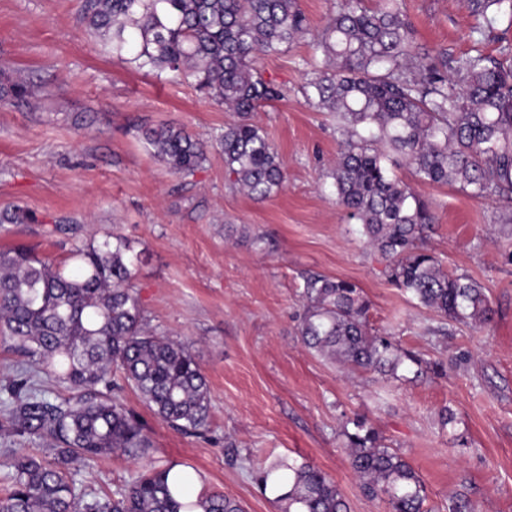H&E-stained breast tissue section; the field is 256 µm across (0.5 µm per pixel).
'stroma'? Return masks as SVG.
<instances>
[{
  "label": "stroma",
  "mask_w": 512,
  "mask_h": 512,
  "mask_svg": "<svg viewBox=\"0 0 512 512\" xmlns=\"http://www.w3.org/2000/svg\"><path fill=\"white\" fill-rule=\"evenodd\" d=\"M337 0H299L309 36L258 57L262 77L288 91L255 115L285 163L276 194L234 190L213 139L235 113L193 85L134 71L88 37L79 0H0V69L41 87L37 107H0V210L26 209L28 224H0V249L24 246L65 260L91 238L118 234L139 253L133 283L154 333L182 343L209 384L206 436L178 432L132 388L120 397L153 446L132 459L99 458L73 475L103 495L143 467L187 463L201 490L239 499L246 512H278L254 481L276 458L307 461L333 479L350 512H388L363 493L341 426L360 418L401 453L426 485L430 512L467 502L512 512V224L498 201L454 186L418 185L435 224L427 243L448 273L475 280L490 325L449 324L388 282L381 255L336 203L330 178L342 137L330 114L308 105L303 85L311 36ZM419 51L456 58L512 42L501 20L472 31L469 0H404ZM174 122L209 143L205 164L174 174L138 138L139 126ZM356 283L369 324L447 373L407 382L348 371L309 351L299 335L307 276ZM454 421L441 426L440 413Z\"/></svg>",
  "instance_id": "35a3bbf8"
}]
</instances>
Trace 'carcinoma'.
I'll return each mask as SVG.
<instances>
[{
	"mask_svg": "<svg viewBox=\"0 0 512 512\" xmlns=\"http://www.w3.org/2000/svg\"><path fill=\"white\" fill-rule=\"evenodd\" d=\"M469 7L476 33L503 17L512 24V0H470ZM79 20L131 68L190 82L236 112L217 138L232 186L258 200L282 188L284 163L252 114L284 92L253 61L307 30L298 0H80ZM410 30L401 0L374 7L340 0L313 38L307 101L335 115L343 137L331 171L336 202L388 261V281L446 322L485 327L492 320L485 289L449 274L425 246L432 205L394 169L512 205V44L500 46L497 58L477 50L445 60V73L415 50ZM32 95L27 82L0 75L1 105ZM140 135L177 174L207 160L206 143L178 124L144 127ZM30 221L20 207L0 212V224ZM137 262L117 235L77 249L63 264L25 247L0 250V335L67 390L45 391L28 372L3 388L0 430L34 449L3 452L10 488L0 512H193L199 504L204 512H245L222 492L192 500L194 469L151 467L110 496L83 491L71 476L76 461L117 451L136 459L151 447L113 394L114 370L172 428L197 433L208 424L209 388L198 363L181 343L147 329L132 286ZM305 299L300 336L318 355L393 378L407 361L417 366L416 378L426 368L443 373V362L425 363L371 332L370 304L357 284L314 276ZM342 435L365 494L384 498L390 512H428L424 482L374 428L350 419ZM255 480L262 493L275 494L280 512H350L336 483L307 461L277 459Z\"/></svg>",
	"mask_w": 512,
	"mask_h": 512,
	"instance_id": "obj_1",
	"label": "carcinoma"
}]
</instances>
